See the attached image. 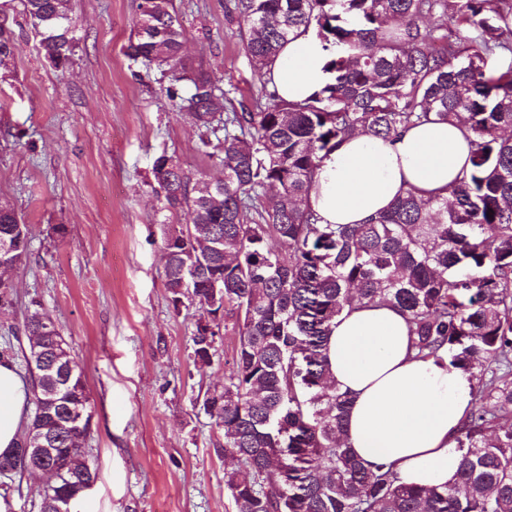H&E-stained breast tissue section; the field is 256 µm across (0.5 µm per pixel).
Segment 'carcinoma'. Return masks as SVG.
<instances>
[{
  "instance_id": "carcinoma-1",
  "label": "carcinoma",
  "mask_w": 512,
  "mask_h": 512,
  "mask_svg": "<svg viewBox=\"0 0 512 512\" xmlns=\"http://www.w3.org/2000/svg\"><path fill=\"white\" fill-rule=\"evenodd\" d=\"M44 58L67 68L74 44L68 0H25ZM245 52L262 83L288 38L313 30L341 46L330 83L312 100L228 111L203 64L182 54L173 0H138L127 56L184 83L198 150L224 180L191 181L161 154L152 173L165 208L188 224L163 235L174 307L202 311L194 358L211 362L221 323L236 316L234 367L202 409L224 438V474L236 512H512V0H235ZM19 49L0 23V64ZM455 122L471 145L470 168L448 198L409 191L366 224H323L310 193L323 161L353 134L389 138L428 121ZM223 137H218V133ZM217 137L212 142L211 137ZM276 192L269 209L264 199ZM18 214L0 201V240ZM399 309L417 358L470 373L473 407L457 437L460 464L444 486L398 483L366 467L344 439L348 399L328 383L333 321L354 302ZM22 357L33 406L0 470L26 471L21 448H50L39 512L85 497L70 459L85 456L92 413L69 343L40 304L23 322Z\"/></svg>"
}]
</instances>
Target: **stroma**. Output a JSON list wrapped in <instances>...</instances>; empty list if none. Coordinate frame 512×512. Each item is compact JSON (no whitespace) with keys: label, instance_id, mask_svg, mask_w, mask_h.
I'll use <instances>...</instances> for the list:
<instances>
[{"label":"stroma","instance_id":"35a3bbf8","mask_svg":"<svg viewBox=\"0 0 512 512\" xmlns=\"http://www.w3.org/2000/svg\"><path fill=\"white\" fill-rule=\"evenodd\" d=\"M184 54L202 62L233 103L261 101L241 44L234 0H174ZM137 0H70L73 62L53 68L22 0H0L21 51L0 65V199L29 228L30 254L0 310V345L20 335L30 302L70 344L92 407L88 458L98 478L81 512H236L224 483L233 469L201 408L233 368L236 337L220 331L207 365L195 363L201 316L173 307L162 227L186 224L165 209L152 166L160 154L191 179L222 177L197 149L199 130L156 68L126 47ZM42 481L0 478L11 512H37Z\"/></svg>","mask_w":512,"mask_h":512}]
</instances>
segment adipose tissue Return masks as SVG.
Returning <instances> with one entry per match:
<instances>
[{
    "label": "adipose tissue",
    "instance_id": "obj_1",
    "mask_svg": "<svg viewBox=\"0 0 512 512\" xmlns=\"http://www.w3.org/2000/svg\"><path fill=\"white\" fill-rule=\"evenodd\" d=\"M330 54L315 33L290 37L268 65L270 89L287 101L317 96L329 81ZM470 155L453 123L426 122L390 139L356 134L324 161L311 192L328 224H362L407 191L448 195ZM330 380L349 398L345 438L367 463L392 465L399 483L429 488L454 481V437L471 408L468 372L448 361L415 358L398 309L356 304L332 325ZM28 421L26 390L13 360H0V454L11 451Z\"/></svg>",
    "mask_w": 512,
    "mask_h": 512
}]
</instances>
